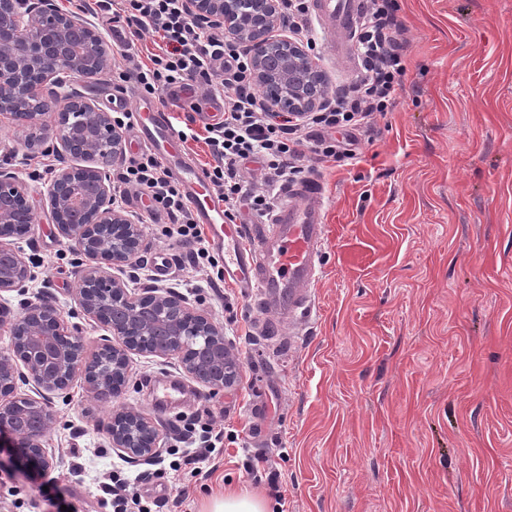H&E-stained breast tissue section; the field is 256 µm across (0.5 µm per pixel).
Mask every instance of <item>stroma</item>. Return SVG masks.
Returning a JSON list of instances; mask_svg holds the SVG:
<instances>
[{"label": "stroma", "instance_id": "35a3bbf8", "mask_svg": "<svg viewBox=\"0 0 512 512\" xmlns=\"http://www.w3.org/2000/svg\"><path fill=\"white\" fill-rule=\"evenodd\" d=\"M407 91L359 146L357 163H312L326 194L327 237L312 317L291 346L259 339L252 300L211 268L190 269L147 200L140 281L185 292L219 324L241 364L239 383L213 391L174 361L134 357L111 406L81 384L53 396L47 446L53 479L76 512H105L98 481L120 458L106 439L112 408L150 413L164 448L186 426L218 424L224 451L210 476L155 465L129 512H210L225 491L265 499L269 512H512V0H397ZM314 56L329 86L360 75L326 40ZM111 110L138 100L134 81L77 80ZM42 154L0 153L26 185L34 231L17 247L34 279L11 306L42 296L83 336L102 332L73 300L83 258L58 236ZM182 377L187 397L149 411L148 379ZM269 387L261 419L253 392ZM0 512H56L38 483L0 468Z\"/></svg>", "mask_w": 512, "mask_h": 512}]
</instances>
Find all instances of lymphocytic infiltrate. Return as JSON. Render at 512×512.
Masks as SVG:
<instances>
[{"label":"lymphocytic infiltrate","instance_id":"1","mask_svg":"<svg viewBox=\"0 0 512 512\" xmlns=\"http://www.w3.org/2000/svg\"><path fill=\"white\" fill-rule=\"evenodd\" d=\"M77 8L92 13L113 10L131 27L133 38L114 61L112 75L134 78L141 95L202 88L209 97L223 98V115L189 137L208 148L203 171L232 224L241 207L259 214L270 211L277 185L303 178L308 161L353 165L358 154L337 139V131L372 130L378 116L406 90L405 41L396 0H369L362 15L355 43L360 80L333 92L322 107L294 117L272 114L265 107L252 79L248 49L190 18L183 0H77ZM145 32L157 34L161 44L143 63L135 40ZM251 158L261 162L262 182L257 187L246 185L242 174L243 162ZM116 179L125 191L147 194L153 212L168 217L167 234L189 247L191 263L217 266L202 225L196 224L176 180L153 153L130 157Z\"/></svg>","mask_w":512,"mask_h":512}]
</instances>
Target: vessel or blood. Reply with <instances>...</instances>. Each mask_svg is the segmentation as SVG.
Masks as SVG:
<instances>
[{
  "label": "vessel or blood",
  "mask_w": 512,
  "mask_h": 512,
  "mask_svg": "<svg viewBox=\"0 0 512 512\" xmlns=\"http://www.w3.org/2000/svg\"><path fill=\"white\" fill-rule=\"evenodd\" d=\"M364 9L365 0H310L312 15L329 38L352 32ZM134 130L179 184L195 222L205 226L210 245L223 252L225 281L250 293L259 333L278 336L284 326L303 325L313 311L326 239V196L321 180L309 176L284 184L277 207L256 219L253 226L230 224L202 171L188 162L166 110L153 100H138ZM183 392L177 380L154 382V408L166 409Z\"/></svg>",
  "instance_id": "vessel-or-blood-1"
}]
</instances>
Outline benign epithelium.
<instances>
[{
	"label": "benign epithelium",
	"mask_w": 512,
	"mask_h": 512,
	"mask_svg": "<svg viewBox=\"0 0 512 512\" xmlns=\"http://www.w3.org/2000/svg\"><path fill=\"white\" fill-rule=\"evenodd\" d=\"M281 0H253L241 14L238 0H184L189 16L222 28L249 50L257 86L275 113L301 116L326 102L328 83L301 44L276 33L288 29ZM110 65V47L82 16L56 0H0V119L23 146L44 144L81 160L51 178L47 200L58 235L91 260L78 271L75 302L105 331L90 343L69 327L63 311L38 298L12 311L4 294L33 279L15 240L31 231L34 212L25 186L0 171V430L24 464L48 474L57 461L46 448L56 415L49 395L81 381L87 396L110 403L124 387L134 355L173 359L187 376L212 390L239 382L241 367L224 329L186 297L153 285L130 288L116 275L145 249L142 227L114 203L108 172L125 154L122 131L109 112L84 100L69 79H94ZM51 97L54 109L34 112L27 96ZM30 392L17 391L19 368ZM111 448L133 463L163 451L155 422L134 408L112 411Z\"/></svg>",
	"instance_id": "1"
}]
</instances>
